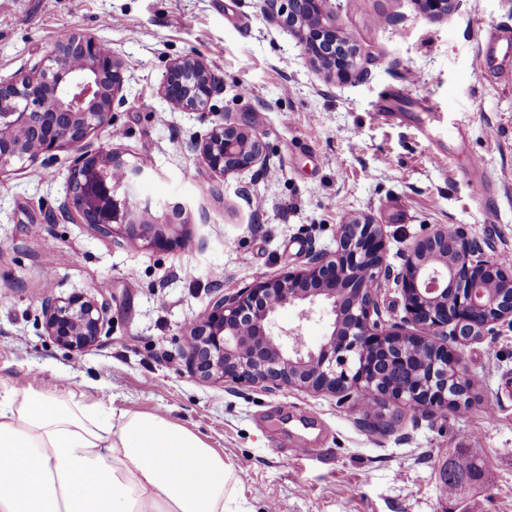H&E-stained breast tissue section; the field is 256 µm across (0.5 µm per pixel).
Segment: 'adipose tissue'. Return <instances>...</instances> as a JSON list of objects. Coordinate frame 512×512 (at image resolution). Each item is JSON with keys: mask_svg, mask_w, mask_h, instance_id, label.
Segmentation results:
<instances>
[{"mask_svg": "<svg viewBox=\"0 0 512 512\" xmlns=\"http://www.w3.org/2000/svg\"><path fill=\"white\" fill-rule=\"evenodd\" d=\"M233 491L223 457L169 417L0 395V512H225Z\"/></svg>", "mask_w": 512, "mask_h": 512, "instance_id": "adipose-tissue-1", "label": "adipose tissue"}]
</instances>
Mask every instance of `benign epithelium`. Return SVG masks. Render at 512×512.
<instances>
[{
    "instance_id": "1",
    "label": "benign epithelium",
    "mask_w": 512,
    "mask_h": 512,
    "mask_svg": "<svg viewBox=\"0 0 512 512\" xmlns=\"http://www.w3.org/2000/svg\"><path fill=\"white\" fill-rule=\"evenodd\" d=\"M264 0L269 23L284 27L309 60L348 81L359 73V51L342 46L330 56L319 37L335 36L332 0ZM454 0H417L429 17L448 13ZM124 64L101 50L94 36L73 33L28 73L0 79V170L18 157L10 136L31 134L41 156L79 147L91 134L112 125V106L124 98ZM223 83L201 58L186 56L167 69L161 97L174 109L201 112ZM190 149L220 175L251 169L264 160V142L254 128L224 114ZM145 166L125 159L117 148L80 153L61 211L75 224H93L105 236L121 235L147 249L178 240L186 223L179 212L137 196ZM396 284L403 296V325L381 320V289ZM331 316L323 342L309 347L300 327H285L277 315L300 308L308 319L314 306ZM45 327L54 341L81 352L100 335L106 309L81 293L42 303ZM500 322L512 324V265L482 257L475 240L448 228L417 241L396 267L387 261L381 226L370 221L338 225L336 250H314L306 266L259 280L218 296L190 331L188 354L205 379L268 391L299 388L333 395L371 392L395 409H437L464 404L470 383L451 349L480 338Z\"/></svg>"
}]
</instances>
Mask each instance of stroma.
I'll return each instance as SVG.
<instances>
[{
	"label": "stroma",
	"instance_id": "1",
	"mask_svg": "<svg viewBox=\"0 0 512 512\" xmlns=\"http://www.w3.org/2000/svg\"><path fill=\"white\" fill-rule=\"evenodd\" d=\"M335 11L361 53L347 83L311 65L260 0H0V79L45 59L60 32L107 43L125 66V100L82 149L121 148L148 165L140 199L189 207L180 244L154 251L58 219L74 149L1 172L0 390L65 388L169 416L223 455L238 479L232 512H512L511 326L458 346L470 408L410 412L391 431L387 402L368 412L352 397L231 387L190 370L186 339L214 297L335 249L347 218L380 224L394 264L440 227L478 241L487 260L512 252V57L483 55L512 24V0H459L439 19L415 0H335ZM187 55L223 79L216 110L263 132V164L223 177L190 152L212 114L172 110L159 93ZM450 100L466 139L421 133ZM474 158L479 185L466 178ZM75 293L107 310L78 354L48 336L41 309ZM300 433L304 457L292 453ZM457 448L495 460L491 482L461 501L440 477Z\"/></svg>",
	"mask_w": 512,
	"mask_h": 512
}]
</instances>
